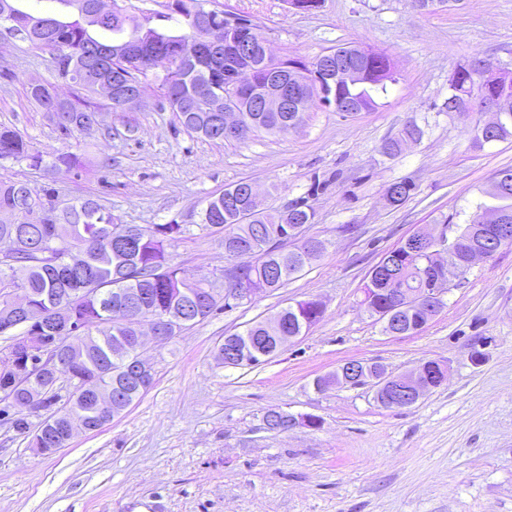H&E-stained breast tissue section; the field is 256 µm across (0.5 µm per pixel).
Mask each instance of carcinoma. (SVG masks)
I'll return each instance as SVG.
<instances>
[{
    "instance_id": "1",
    "label": "carcinoma",
    "mask_w": 512,
    "mask_h": 512,
    "mask_svg": "<svg viewBox=\"0 0 512 512\" xmlns=\"http://www.w3.org/2000/svg\"><path fill=\"white\" fill-rule=\"evenodd\" d=\"M206 12L203 0H168L167 12L157 15L159 23L153 25L150 18L139 21L126 15L122 9L96 23L87 20L83 12L77 19H61L42 13H31L18 7L7 19L6 30L27 39L52 55L56 77L67 76L72 92L63 97L51 84H32L30 98L45 112L57 129L66 136L82 135L85 127L94 122L99 105L93 95L97 83L112 78L121 70L126 79L140 86L142 91L154 88L174 112L190 109L195 124L193 132L210 140H223L224 131L210 124L209 103L221 97L238 107L241 100L226 88L224 72L227 65L200 75L197 70L172 71L165 68L166 52L177 47L184 53L195 50L194 31L198 15ZM127 35L139 42L137 54L115 65L112 62V45L116 35ZM481 60L455 68L458 78L448 86V97L456 99L457 108L467 106L472 94L481 97L505 99L507 112L499 125V139L512 137V83L500 82L473 87L471 73L476 71ZM395 81V72L389 62L380 57L363 66L360 83L354 87L341 85L323 89L321 103L332 106L338 100L352 99L368 112L375 106V96L386 91V85ZM283 121L273 114H261L250 123L245 138L257 132L287 134L297 129L303 121V113L282 112ZM423 134L416 122L405 125L398 136L382 145L383 153L394 156L410 142H417ZM0 159H12L35 170L48 169L55 174H78L90 170L91 159L84 154L70 151L58 152L46 157L33 148L19 132L0 126ZM415 191V183L402 179L395 188L396 197L388 202L392 207L403 205ZM59 195L56 188L47 184L34 189L21 179L0 180V209H11L20 215L15 224H0V238L8 236L20 241L38 243L55 240L64 248H79L86 252V267L108 289L104 295L88 288L82 279L70 276V270L48 265L28 264L32 255L18 257L23 262L22 271L7 263L0 255V309L6 303L10 288L21 286L27 290V319H38L40 341L48 343L58 336H68L74 330L84 333V349L72 358L66 369L81 380V393L68 396V407L81 414L88 425L97 426L99 412L93 401L84 392L102 385H115L121 366L112 358V338L117 323L124 317L122 308L133 304L152 316H175L189 312L199 306V296L204 292L207 277L189 276L172 263L169 248L180 240L182 228L178 224H155L146 227L140 234L135 255L126 258L112 250V234L120 225L119 217L112 210L92 197L70 201L67 210L53 217ZM305 209L285 216L283 208H253L248 199L240 197L235 210L224 209V201L210 200L213 208L210 215L200 212L199 226L203 231L217 228L224 235L242 243L254 257L250 270L253 287L259 293H270L283 287L306 266L295 238L314 223L315 210L308 199H301ZM399 259H389L384 264V278L397 283V287L419 290L427 284L444 277L442 265L431 251L420 245L401 246ZM378 291L364 298L370 316L382 315L388 308V295L379 292L387 284H374ZM69 290L79 291L73 302L71 323L58 326L51 318V309ZM323 311L313 299L296 300L275 312L271 317L253 323L241 333L231 335L240 351L246 354L242 365L252 364L254 355L251 346L269 348L277 338L288 334L301 336L320 321ZM403 335L419 333L420 314L412 305L406 306L396 315ZM13 357L20 367L25 366L27 351L15 343L0 350V363ZM52 379L38 382L35 388L44 409L51 415L61 410L53 405L61 398L52 389ZM16 436L25 440L28 447L56 448L60 445L62 432L58 429L41 428L35 432L33 423L24 416H10L3 420Z\"/></svg>"
}]
</instances>
